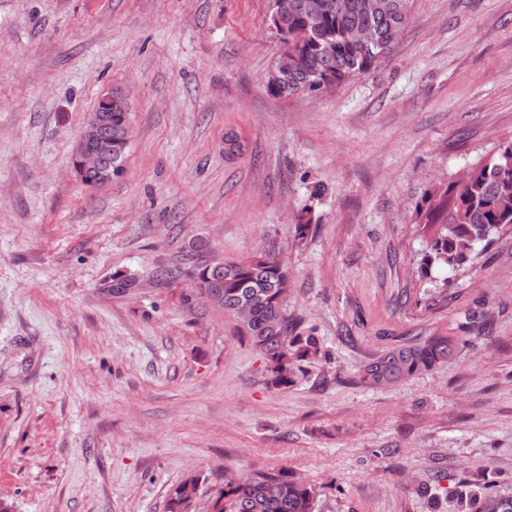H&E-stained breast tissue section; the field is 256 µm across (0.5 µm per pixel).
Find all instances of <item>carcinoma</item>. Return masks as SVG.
<instances>
[{"mask_svg":"<svg viewBox=\"0 0 512 512\" xmlns=\"http://www.w3.org/2000/svg\"><path fill=\"white\" fill-rule=\"evenodd\" d=\"M332 9L324 17L315 42L288 55V72L276 88V96H292L334 86L354 75L366 74L384 57L412 19L414 0H382L385 10L368 14L362 0H330ZM367 27L372 39L355 45L346 39L353 27ZM95 148L105 163L124 162L129 146L131 106L112 90V112ZM425 227L430 231L427 249L419 262L422 277L442 280L471 259L482 243L491 241L499 225L512 224V140L485 153L470 166L465 186L451 182L438 198L429 199ZM208 242L191 238L181 261L193 292H205L212 306L235 317L247 304L250 318L235 323L236 331L248 337L264 357L267 383L288 387L298 363L317 355L313 336L290 335L283 298L288 287V268L269 252H256L239 261H210ZM454 349L449 337H434L424 343L396 347L368 363L362 378L370 385H390L431 370ZM199 481L187 476L170 494L167 512H186L183 491ZM314 491L306 482L285 470L232 476L212 501V512H313ZM477 512H512V497L485 494L478 498Z\"/></svg>","mask_w":512,"mask_h":512,"instance_id":"1","label":"carcinoma"}]
</instances>
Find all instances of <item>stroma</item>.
<instances>
[{
	"instance_id": "1",
	"label": "stroma",
	"mask_w": 512,
	"mask_h": 512,
	"mask_svg": "<svg viewBox=\"0 0 512 512\" xmlns=\"http://www.w3.org/2000/svg\"><path fill=\"white\" fill-rule=\"evenodd\" d=\"M271 0H0V500L166 512L198 475L283 469L314 512H475L512 495V226L447 286L419 279L418 207L512 137V0H415L367 74L278 97ZM130 142L101 188L72 155L101 93ZM235 137L239 152L224 141ZM308 224L303 237L294 227ZM275 253L319 355L293 383L201 301L191 237ZM169 278L155 280L157 271ZM134 279L117 294L113 276ZM454 339L387 386L388 350ZM454 346L452 338L434 337L424 343L396 347L365 365L362 378L370 385L398 383L448 359Z\"/></svg>"
}]
</instances>
